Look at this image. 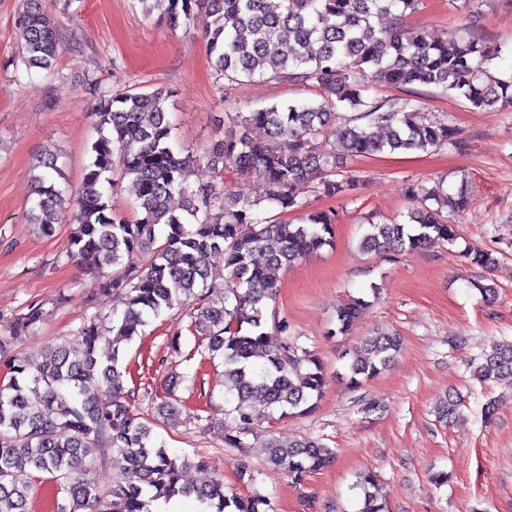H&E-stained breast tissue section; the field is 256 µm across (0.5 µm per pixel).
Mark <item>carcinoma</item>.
Masks as SVG:
<instances>
[{"mask_svg": "<svg viewBox=\"0 0 512 512\" xmlns=\"http://www.w3.org/2000/svg\"><path fill=\"white\" fill-rule=\"evenodd\" d=\"M21 62L26 69L56 75L58 31L51 10L66 11L72 0H23ZM165 24L172 30L200 28L205 53L217 76L229 83L255 76L315 90L317 98L300 105L273 104L247 114L224 112V138L204 151L174 149L167 118L171 93L163 89L98 95L92 116L98 137L81 188L71 199L74 224L68 260L102 278L104 296H121L123 309L96 310L78 328L80 348L60 344L38 359L14 355L0 381V512H28V471L49 475L67 493L59 512H150L149 504L176 495L190 496L214 512H271L258 493L227 494L224 480L194 487L181 483L187 462L168 453L155 433L157 423H181L175 391L181 376L171 372L166 396L146 418L132 409L126 390L128 368L121 344L139 335L151 320L183 306L186 330L211 360L224 361V401L230 421L224 445L238 457L239 477L253 482L251 443L263 421L312 411L325 386L320 364L288 341V322L269 310L276 298L277 273L330 245L336 214L311 211L300 223L260 216L266 202L282 212L306 208V189L329 197L350 195L360 177L336 178L332 155L321 150L327 128L341 123L338 147L348 156L424 152L441 143L461 144L447 122L428 119L418 101L400 108L389 100L364 95V77L401 90L434 87L463 99L475 110L512 109V76L490 72L501 48L470 34L431 37L395 24L377 28L373 18L414 10L420 0H164ZM263 129L267 139L251 135ZM385 136H380L379 132ZM58 155L47 151L34 166L33 201L28 221L45 236L55 233L64 209ZM118 164L130 181L136 218L112 205L104 190L106 174ZM204 163L214 179L192 185L190 169ZM235 179L264 184L251 197ZM183 199L182 212L172 206ZM413 207L403 223L371 224L360 240L368 251L391 255L414 251L438 240L452 241L448 216L467 209V190L449 194L420 184L408 187ZM147 255L137 268L124 255ZM224 258L221 270L212 267ZM468 262L492 270V250L473 247ZM366 301L356 298L336 311L338 331H346ZM39 302L9 318L10 336L0 338V353L11 341L44 322ZM112 322V340L102 350L99 322ZM403 338L377 331L345 353L347 384L357 389L385 371L399 356ZM480 382L512 376V342H494L470 365ZM436 420L453 424L463 416L452 396L433 409ZM95 442L119 455L121 475L104 499L88 477L94 462L85 448ZM266 462L302 484L327 468L333 449L312 438L287 444L267 440ZM376 475L361 473L353 488L358 512H385L373 488Z\"/></svg>", "mask_w": 512, "mask_h": 512, "instance_id": "obj_1", "label": "carcinoma"}]
</instances>
